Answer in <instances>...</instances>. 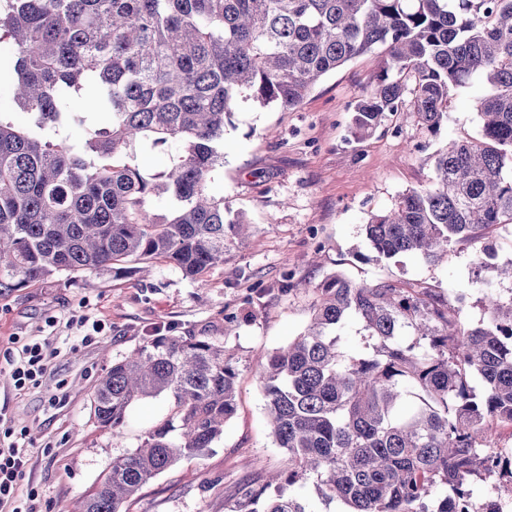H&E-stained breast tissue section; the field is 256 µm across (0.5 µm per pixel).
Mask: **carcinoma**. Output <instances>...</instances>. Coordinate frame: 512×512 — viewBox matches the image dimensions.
<instances>
[{"mask_svg":"<svg viewBox=\"0 0 512 512\" xmlns=\"http://www.w3.org/2000/svg\"><path fill=\"white\" fill-rule=\"evenodd\" d=\"M2 39L14 48L11 99L32 123L0 112V289L148 263L198 279L224 264L249 228L208 188L231 114L242 101L293 111L376 48L383 66L351 104L357 139L397 112L436 134L453 90L489 92L476 100L481 138L446 142L428 185L371 214L370 249L438 264L452 243L512 224V0H0ZM88 93L102 125L71 107ZM71 126L82 137L66 144ZM147 146L174 149L171 165L141 171ZM162 196L169 209L156 212ZM483 303L488 322L474 326L425 286L337 273L318 284L307 331L260 372L285 468L275 484L244 483L233 512H309L289 491L310 480L350 512H470L472 476L512 475L488 433L492 419L512 424V300L487 292ZM349 317L372 352L342 347ZM405 329L417 336L408 345ZM232 361L213 336H155L112 362L93 393L99 427L121 435L149 397L166 396L169 414L73 512H122L213 447L236 409Z\"/></svg>","mask_w":512,"mask_h":512,"instance_id":"cac0c4a2","label":"carcinoma"}]
</instances>
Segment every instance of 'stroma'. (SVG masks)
<instances>
[{
	"label": "stroma",
	"instance_id": "stroma-1",
	"mask_svg": "<svg viewBox=\"0 0 512 512\" xmlns=\"http://www.w3.org/2000/svg\"><path fill=\"white\" fill-rule=\"evenodd\" d=\"M375 50L324 76L299 108L283 112L240 104L224 134V167L212 195L243 213L251 235L233 245L203 278L153 264L149 274L55 275L0 293V413L26 430L20 495L35 494L37 512H66L95 489L116 456L135 449L169 410L165 397L135 402L120 438L95 423L91 394L113 361L148 336H218L235 350L236 412L224 435L201 456H186L125 503L126 512H232L244 481L283 469L264 410L258 371L268 356L304 333L312 290L340 271L356 284L422 283L470 324L485 321L484 289L512 299L498 266L512 262V233L493 227L485 239L495 267H480L482 245L461 241L439 264L415 255L377 259L363 226L433 176L432 154L447 140L473 139L482 120L475 83L454 90L448 123L424 132L405 113L388 117L362 140L350 135L348 109L382 67ZM102 321L94 343H82L70 319ZM44 340L54 355L40 385L15 388L6 355L18 341Z\"/></svg>",
	"mask_w": 512,
	"mask_h": 512
}]
</instances>
